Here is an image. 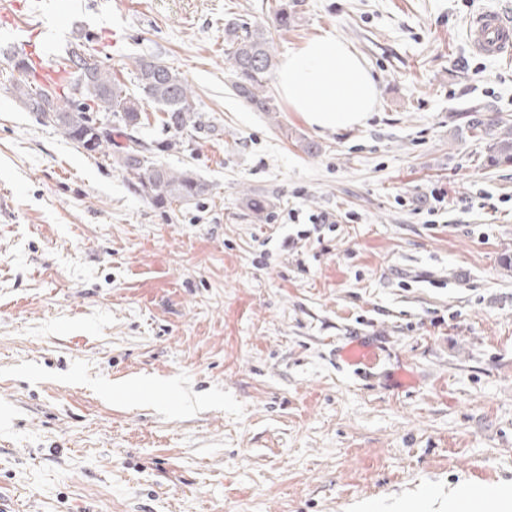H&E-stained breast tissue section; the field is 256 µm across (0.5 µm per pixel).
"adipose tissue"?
<instances>
[{
    "mask_svg": "<svg viewBox=\"0 0 512 512\" xmlns=\"http://www.w3.org/2000/svg\"><path fill=\"white\" fill-rule=\"evenodd\" d=\"M277 82L291 111L320 129L362 124L374 111L379 95L375 80L357 53L328 32L289 54Z\"/></svg>",
    "mask_w": 512,
    "mask_h": 512,
    "instance_id": "ef3b65f1",
    "label": "adipose tissue"
}]
</instances>
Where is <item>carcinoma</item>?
<instances>
[{"mask_svg":"<svg viewBox=\"0 0 512 512\" xmlns=\"http://www.w3.org/2000/svg\"><path fill=\"white\" fill-rule=\"evenodd\" d=\"M297 0H275V31H286L295 21ZM273 31V32H275ZM273 32L259 23L230 21L224 27L225 55L232 69L235 94L257 112H279L266 87L275 66ZM93 55L91 48L78 43L59 60L58 65L71 75L69 83L37 84L30 80V62L20 55L12 60L20 65L21 77L13 84L15 97L26 111L40 109L51 98V112H67L71 118L52 121L67 140L89 155L100 154L112 142V123L125 129L127 143L120 146L115 163L136 179L135 187L155 208L167 210L178 203H189L209 193V185L190 169H174L162 156L176 147L173 141L147 143L133 135L145 120L146 106L163 113V124L178 132H199L208 128L196 110L193 91L181 74L152 57L133 61L138 93H130L112 68L95 61L85 79L77 71L80 53ZM468 128L477 139L489 140L493 161H512V127L493 116L474 117ZM246 208L263 221L272 208L262 195L245 196Z\"/></svg>","mask_w":512,"mask_h":512,"instance_id":"carcinoma-1","label":"carcinoma"}]
</instances>
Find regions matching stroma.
I'll return each instance as SVG.
<instances>
[{
    "label": "stroma",
    "instance_id": "obj_1",
    "mask_svg": "<svg viewBox=\"0 0 512 512\" xmlns=\"http://www.w3.org/2000/svg\"><path fill=\"white\" fill-rule=\"evenodd\" d=\"M275 0H50L133 83L152 56L214 130L141 135L211 193L161 211L112 157L25 111L0 55V501L11 512H448L512 497V59L466 30L512 0H301L277 59L329 32L366 62L362 125L309 126L233 92L224 26ZM448 191L434 209L432 188ZM274 200L266 220L242 205ZM335 215L311 228L313 213ZM361 336L372 380L339 370ZM468 128L473 137L489 140V157L492 161H512V127L493 116L474 117ZM380 359L379 349L369 340L360 336L349 337V342L336 350L338 367L342 370L353 369V373L360 377L371 375L370 370L380 362ZM490 485L465 490L448 504V512H482L483 501L493 495Z\"/></svg>",
    "mask_w": 512,
    "mask_h": 512
}]
</instances>
